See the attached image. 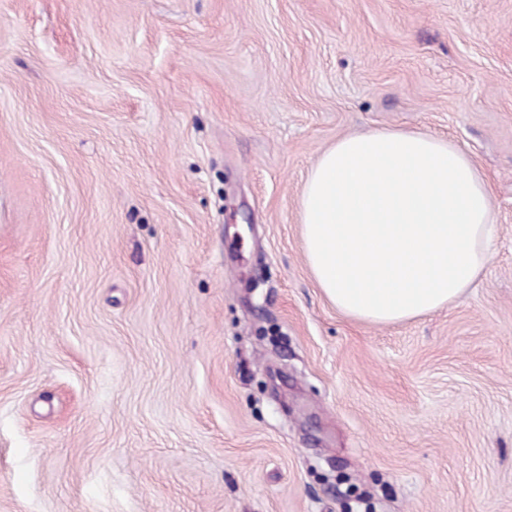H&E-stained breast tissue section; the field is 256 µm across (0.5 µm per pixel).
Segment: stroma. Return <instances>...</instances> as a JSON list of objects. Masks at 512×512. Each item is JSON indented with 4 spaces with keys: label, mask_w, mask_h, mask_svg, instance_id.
<instances>
[{
    "label": "stroma",
    "mask_w": 512,
    "mask_h": 512,
    "mask_svg": "<svg viewBox=\"0 0 512 512\" xmlns=\"http://www.w3.org/2000/svg\"><path fill=\"white\" fill-rule=\"evenodd\" d=\"M394 128L497 234L372 325L299 197ZM0 512H512V0H0Z\"/></svg>",
    "instance_id": "stroma-1"
}]
</instances>
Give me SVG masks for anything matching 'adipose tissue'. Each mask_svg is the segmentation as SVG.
<instances>
[{
	"label": "adipose tissue",
	"instance_id": "obj_1",
	"mask_svg": "<svg viewBox=\"0 0 512 512\" xmlns=\"http://www.w3.org/2000/svg\"><path fill=\"white\" fill-rule=\"evenodd\" d=\"M306 263L345 315L389 324L457 302L491 260L492 191L454 144L392 129L342 137L299 199Z\"/></svg>",
	"mask_w": 512,
	"mask_h": 512
}]
</instances>
